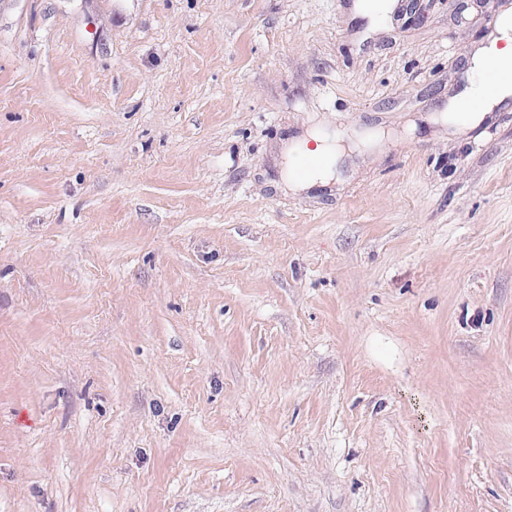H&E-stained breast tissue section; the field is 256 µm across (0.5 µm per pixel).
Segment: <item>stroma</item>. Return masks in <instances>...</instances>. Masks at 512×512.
Wrapping results in <instances>:
<instances>
[{"label":"stroma","instance_id":"1","mask_svg":"<svg viewBox=\"0 0 512 512\" xmlns=\"http://www.w3.org/2000/svg\"><path fill=\"white\" fill-rule=\"evenodd\" d=\"M356 4L0 0V512H512V0ZM496 30L498 36L492 40L487 52L476 56L472 61V76L467 89L448 108L449 128L463 131L479 125L486 118L488 111L494 108L502 99L512 95L511 77L502 80L497 86L501 72L494 63H491L483 72L489 59H496L503 69L512 71V15L505 14ZM499 42H504V46L497 47ZM482 84L487 93H492L497 86L496 93L491 97H485ZM464 104H470L472 109L469 112H461L459 107ZM479 106H481V109L476 111ZM313 142L314 147H309ZM345 151L342 144L332 141L317 130L309 131L300 146L285 149L283 170L284 184L292 189H302L315 184H325L336 174V159ZM308 155L315 159V164L305 173L299 174L294 153Z\"/></svg>","mask_w":512,"mask_h":512}]
</instances>
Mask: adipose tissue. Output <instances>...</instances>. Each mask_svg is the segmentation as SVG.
Wrapping results in <instances>:
<instances>
[{"label":"adipose tissue","instance_id":"ef3b65f1","mask_svg":"<svg viewBox=\"0 0 512 512\" xmlns=\"http://www.w3.org/2000/svg\"><path fill=\"white\" fill-rule=\"evenodd\" d=\"M496 45L490 46L486 54L476 56L472 61V76L464 93L448 109L449 128L463 131L479 125L502 99L512 96V15H504L497 27ZM497 60L501 67L510 71V78L499 82L493 96H485L480 76L487 60ZM344 151L342 144L332 141L319 131H309L304 142L296 149L286 150L283 180L286 186L302 189L315 184L329 182L336 174V159ZM314 158V165L306 173H298L294 162L295 154Z\"/></svg>","mask_w":512,"mask_h":512}]
</instances>
